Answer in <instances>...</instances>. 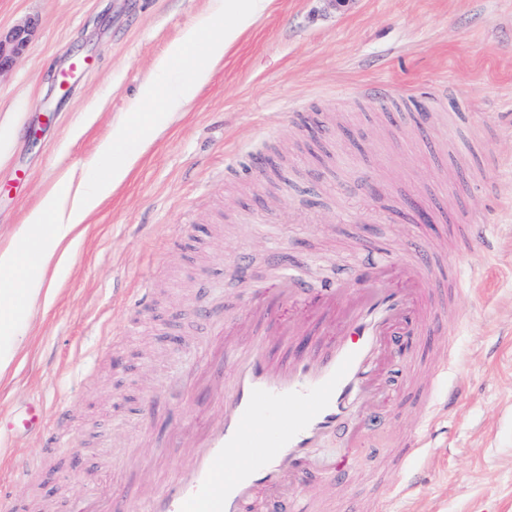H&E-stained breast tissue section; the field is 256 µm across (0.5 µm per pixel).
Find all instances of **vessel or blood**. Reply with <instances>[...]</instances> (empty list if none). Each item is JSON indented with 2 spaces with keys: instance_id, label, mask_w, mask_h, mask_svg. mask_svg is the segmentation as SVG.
Listing matches in <instances>:
<instances>
[{
  "instance_id": "1",
  "label": "vessel or blood",
  "mask_w": 512,
  "mask_h": 512,
  "mask_svg": "<svg viewBox=\"0 0 512 512\" xmlns=\"http://www.w3.org/2000/svg\"><path fill=\"white\" fill-rule=\"evenodd\" d=\"M425 248L400 266L364 270L357 288L326 289L317 313L337 327L333 346L288 363L270 361L262 325L274 304L255 298L240 320L241 344L226 349L232 383L224 416L206 432L189 465L143 499L139 512H281L278 489L309 449L334 432L348 410L372 393L375 360L388 338L427 336L445 319L446 294L429 276ZM398 275L402 288L383 287Z\"/></svg>"
}]
</instances>
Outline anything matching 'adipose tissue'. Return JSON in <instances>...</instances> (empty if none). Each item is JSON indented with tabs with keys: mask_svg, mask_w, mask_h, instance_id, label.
<instances>
[{
	"mask_svg": "<svg viewBox=\"0 0 512 512\" xmlns=\"http://www.w3.org/2000/svg\"><path fill=\"white\" fill-rule=\"evenodd\" d=\"M269 0H224V30L210 36L202 27L188 28L175 50L158 59L154 68L165 74L185 60H192L189 75L168 85L160 112L138 113L135 121L113 132L100 148L106 163L76 187L66 188L64 199L48 193L46 207L31 213L24 239L35 246L39 272L23 276L24 260L14 248L0 249V379L5 378L20 353V326L14 318L18 305L35 309L52 293L53 266L83 233L88 216L127 179L131 169L178 113L188 111L201 84L221 67L227 52L261 17Z\"/></svg>",
	"mask_w": 512,
	"mask_h": 512,
	"instance_id": "obj_1",
	"label": "adipose tissue"
}]
</instances>
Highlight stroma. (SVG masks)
Segmentation results:
<instances>
[{"instance_id": "1", "label": "stroma", "mask_w": 512, "mask_h": 512, "mask_svg": "<svg viewBox=\"0 0 512 512\" xmlns=\"http://www.w3.org/2000/svg\"><path fill=\"white\" fill-rule=\"evenodd\" d=\"M214 0H0V33L29 24L0 71V248L63 174L89 178L142 83ZM321 131L310 138L306 117ZM426 208L431 223L415 221ZM419 239L474 285L424 354L376 370L386 396L317 449L295 494L318 512H512V0H271L104 199L60 266L49 302L20 314L25 341L0 382V419L40 400L60 437H0V483L42 512H135L221 414L230 384L211 317L298 271L280 309L307 333L322 288L395 260ZM452 367L439 376L435 359ZM440 418L423 427L421 396ZM456 399H449L448 389ZM153 395V412L144 399ZM367 451L342 481L349 436ZM421 433L425 453L406 459ZM52 457L39 499L12 467Z\"/></svg>"}]
</instances>
